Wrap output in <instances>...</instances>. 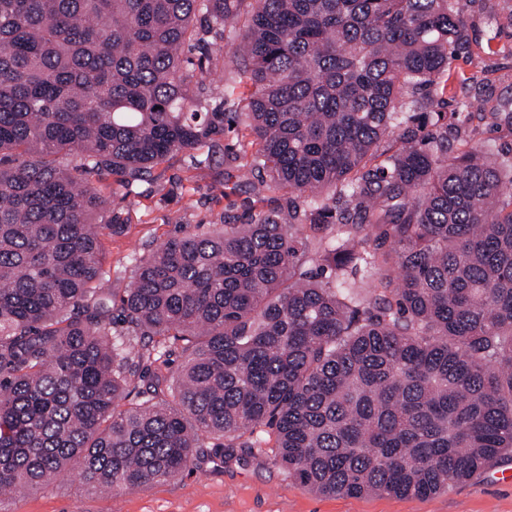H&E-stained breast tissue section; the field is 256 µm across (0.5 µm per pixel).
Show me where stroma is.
<instances>
[{"mask_svg": "<svg viewBox=\"0 0 512 512\" xmlns=\"http://www.w3.org/2000/svg\"><path fill=\"white\" fill-rule=\"evenodd\" d=\"M466 22V43L448 74V111L459 121L448 137L463 150L481 145L497 159L512 160V124L489 120L492 112L512 113V0H458ZM198 90L208 111L219 110L236 78L228 57L212 55ZM208 167H191L187 155L170 157L156 169L157 180L132 190L111 176L97 180L107 198L100 223L122 230L105 238V264L112 286L129 281V260L156 247L185 226L211 230L224 213L243 215L257 207L248 183L239 177L233 134ZM193 468L145 488L108 494L87 491L75 471L51 484L0 501V512H512V483L496 471L452 485L430 497H325L288 475L271 448L218 449L217 439Z\"/></svg>", "mask_w": 512, "mask_h": 512, "instance_id": "1", "label": "stroma"}]
</instances>
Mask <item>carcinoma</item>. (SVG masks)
I'll use <instances>...</instances> for the list:
<instances>
[{"instance_id":"carcinoma-1","label":"carcinoma","mask_w":512,"mask_h":512,"mask_svg":"<svg viewBox=\"0 0 512 512\" xmlns=\"http://www.w3.org/2000/svg\"><path fill=\"white\" fill-rule=\"evenodd\" d=\"M199 18L237 34L224 104L277 205L134 258L118 298L89 177L218 153ZM464 32L455 0H0V499L73 462L141 489L210 436L324 496H432L512 454V161L418 120ZM156 336L185 342L170 387Z\"/></svg>"}]
</instances>
